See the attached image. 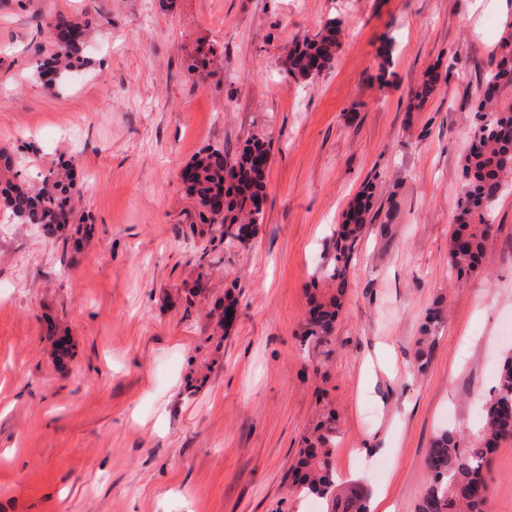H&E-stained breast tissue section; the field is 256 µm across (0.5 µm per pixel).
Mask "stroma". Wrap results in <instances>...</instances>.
<instances>
[{"mask_svg":"<svg viewBox=\"0 0 512 512\" xmlns=\"http://www.w3.org/2000/svg\"><path fill=\"white\" fill-rule=\"evenodd\" d=\"M59 13L94 36L51 87L37 68ZM331 18V69L286 76L293 38ZM511 25L512 0H0V148L29 182L73 160L71 222L91 227L76 251L0 212V512H326L291 467L328 412L337 474L417 512L434 435L478 440L512 345V188L484 265H448L471 105ZM250 139L270 146L264 219L229 246L181 172ZM369 182L336 329L304 343L333 231ZM487 479L489 512H512V440ZM440 324L439 309H430L424 317L420 327V338L417 340V361L419 369L423 368L431 359L435 344V329Z\"/></svg>","mask_w":512,"mask_h":512,"instance_id":"stroma-1","label":"stroma"}]
</instances>
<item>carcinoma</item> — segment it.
<instances>
[{"instance_id": "1", "label": "carcinoma", "mask_w": 512, "mask_h": 512, "mask_svg": "<svg viewBox=\"0 0 512 512\" xmlns=\"http://www.w3.org/2000/svg\"><path fill=\"white\" fill-rule=\"evenodd\" d=\"M57 51L39 75L53 74L61 82L68 79L80 62L78 54L87 38L86 25L57 14L49 23ZM341 23L327 22L315 35L293 40L284 60L285 74L314 79L312 65L320 63L325 72L341 49ZM483 84L490 91L478 94L474 112L477 119L472 145L462 160L463 200L448 240V265L458 274H468L484 262L492 232L490 218L500 196L512 183V30L505 32L493 60V68ZM255 153L266 155V144L246 143L235 160L222 149L200 152L187 166L191 170L183 183L202 206L201 218L211 224L219 212L209 208L210 200L224 197V243L240 237L242 225L256 230L263 218L261 201L266 197L265 173L250 164ZM16 161L0 149V197L7 202L6 216L26 224H40L48 213L69 216L78 184L73 167L61 164L42 175L40 184L17 178ZM373 186L367 185L349 205L344 222L336 230L335 254L328 279L336 284V294L324 300L310 297L302 339L322 343L334 332L340 297L346 291L350 262L367 224ZM440 324L438 309H430L420 327L417 361L424 367L431 359L435 329ZM484 426L479 444L461 446L460 433L441 431L432 441L425 458L426 482L418 512H487L489 487L486 470L503 438L512 433V349L499 365L496 384L484 406ZM334 418L318 426L305 440L293 468L299 494L323 500L327 512H369L368 494L360 487L336 494V472L331 456L335 447Z\"/></svg>"}]
</instances>
